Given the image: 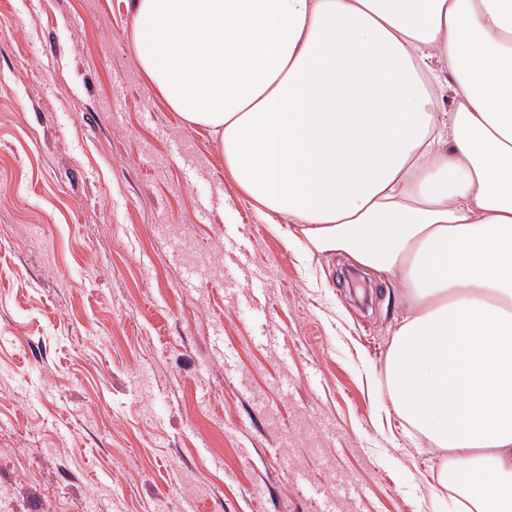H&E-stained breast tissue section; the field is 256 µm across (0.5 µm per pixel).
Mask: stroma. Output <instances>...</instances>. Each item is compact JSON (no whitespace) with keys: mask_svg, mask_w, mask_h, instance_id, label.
<instances>
[{"mask_svg":"<svg viewBox=\"0 0 512 512\" xmlns=\"http://www.w3.org/2000/svg\"><path fill=\"white\" fill-rule=\"evenodd\" d=\"M346 266L260 214L169 110L127 0H0L17 512H449L435 450L377 390L401 290Z\"/></svg>","mask_w":512,"mask_h":512,"instance_id":"stroma-1","label":"stroma"}]
</instances>
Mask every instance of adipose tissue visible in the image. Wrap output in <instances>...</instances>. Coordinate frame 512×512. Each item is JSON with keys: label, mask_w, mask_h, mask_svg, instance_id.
Returning a JSON list of instances; mask_svg holds the SVG:
<instances>
[{"label": "adipose tissue", "mask_w": 512, "mask_h": 512, "mask_svg": "<svg viewBox=\"0 0 512 512\" xmlns=\"http://www.w3.org/2000/svg\"><path fill=\"white\" fill-rule=\"evenodd\" d=\"M137 62L309 251L397 277L396 415L512 512V0H131Z\"/></svg>", "instance_id": "adipose-tissue-1"}]
</instances>
